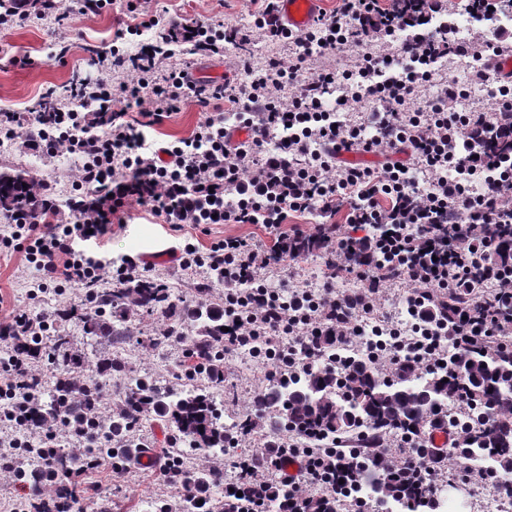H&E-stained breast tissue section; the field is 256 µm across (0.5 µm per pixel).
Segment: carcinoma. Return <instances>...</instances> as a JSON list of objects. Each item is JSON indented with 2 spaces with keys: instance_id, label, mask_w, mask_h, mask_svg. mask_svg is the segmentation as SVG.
Here are the masks:
<instances>
[{
  "instance_id": "cac0c4a2",
  "label": "carcinoma",
  "mask_w": 512,
  "mask_h": 512,
  "mask_svg": "<svg viewBox=\"0 0 512 512\" xmlns=\"http://www.w3.org/2000/svg\"><path fill=\"white\" fill-rule=\"evenodd\" d=\"M39 182L36 175L0 166V211L20 207L33 211L37 204L31 188ZM193 305L178 310L169 288L149 279H137L112 289L92 290L86 302L68 309L63 317L82 323L93 336H121L123 331L102 320L112 309H161L192 325L184 336L192 358L199 366L184 370L191 382L201 376L207 388L193 387L173 394L159 393L145 377H129L122 404L110 416L99 410V384L94 378L83 382L60 375L47 395L31 409V427L60 423L82 444L67 452L56 448L53 456L68 466L83 456L100 458L112 470L123 469L130 461L124 451L126 433L135 421L132 409L142 406L175 425L180 436L195 448L221 449L235 434H248L268 413L279 415L278 423L288 430L315 437H334L355 432L357 444L366 437L376 439L387 433L415 435L439 408L459 405L460 421L453 422L459 434V447L452 450L455 461L468 465L476 458L486 461L481 471L490 478L512 472V340L501 337L489 344L478 337L467 349L448 352V367L424 372L407 366L392 379L379 376L367 359H348L342 370L315 367L291 369L283 365L272 388L255 397L257 413L250 422L238 419L227 427L219 422L209 390L224 384L221 357L224 312L209 306L207 289H198ZM472 298L449 293L428 302L427 309L436 319L453 325L459 310ZM341 337L325 331L315 337L309 349L319 356L336 351ZM48 355L73 359L70 336L57 333L48 347ZM399 463L379 454L350 457L347 460L343 488L352 492L367 485L374 497L384 502L419 503L428 489L416 474L396 475Z\"/></svg>"
}]
</instances>
